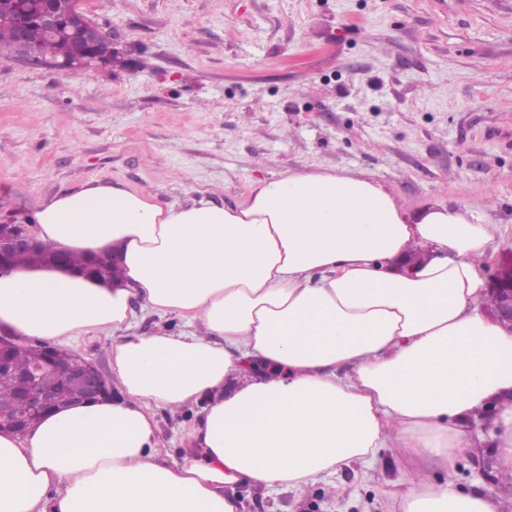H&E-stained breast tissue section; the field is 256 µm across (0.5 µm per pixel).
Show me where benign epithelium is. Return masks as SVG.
<instances>
[{
    "mask_svg": "<svg viewBox=\"0 0 512 512\" xmlns=\"http://www.w3.org/2000/svg\"><path fill=\"white\" fill-rule=\"evenodd\" d=\"M83 4L84 0H71V6L66 11L43 9L38 13L15 7L13 21L16 40L10 52L12 62L27 69L59 72L87 67L106 68L113 65L111 59L96 55L98 43L107 36V33L84 10ZM70 30L79 33L88 45V58L72 62H47L27 57L25 45L32 33L39 31L44 35H53ZM42 247V242L37 240L26 226L1 223L0 272L12 267V258L16 253L38 252ZM493 293L498 297L496 317L512 326V271L499 278ZM17 346H21L20 340L0 330V373L14 371L12 356ZM59 352L61 349L46 345L37 364L17 373L20 379L29 382V388L15 396L12 402V415L7 421H0V432L23 435L53 410L72 403L96 401L112 395V384L95 363L71 353L67 354L68 361L63 363L56 357ZM46 373H53L59 378V385L56 388L42 390L35 386L36 381ZM73 378H78L82 382V392L77 397L71 396L67 389V384Z\"/></svg>",
    "mask_w": 512,
    "mask_h": 512,
    "instance_id": "1",
    "label": "benign epithelium"
}]
</instances>
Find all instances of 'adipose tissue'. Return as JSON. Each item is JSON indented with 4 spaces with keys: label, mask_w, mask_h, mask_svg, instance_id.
<instances>
[{
    "label": "adipose tissue",
    "mask_w": 512,
    "mask_h": 512,
    "mask_svg": "<svg viewBox=\"0 0 512 512\" xmlns=\"http://www.w3.org/2000/svg\"><path fill=\"white\" fill-rule=\"evenodd\" d=\"M37 238L114 252L120 279L56 265L0 274V328L112 338L119 396L0 433V512H243L242 487L302 490L401 448L398 512H500L453 472L488 407L512 473V327L480 308L499 227L437 204L409 214L374 179L293 171L225 208L118 185L44 200ZM148 309L181 330H137ZM199 407L194 451L161 461L157 413Z\"/></svg>",
    "instance_id": "adipose-tissue-1"
}]
</instances>
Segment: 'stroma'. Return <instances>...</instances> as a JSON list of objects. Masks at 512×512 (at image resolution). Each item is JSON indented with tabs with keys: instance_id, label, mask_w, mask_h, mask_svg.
Wrapping results in <instances>:
<instances>
[{
	"instance_id": "35a3bbf8",
	"label": "stroma",
	"mask_w": 512,
	"mask_h": 512,
	"mask_svg": "<svg viewBox=\"0 0 512 512\" xmlns=\"http://www.w3.org/2000/svg\"><path fill=\"white\" fill-rule=\"evenodd\" d=\"M121 52L61 73L0 59V221L66 189L243 204L254 181L354 170L419 214L441 203L502 236L512 266V0H87ZM165 461L196 412L158 413ZM491 449L464 448L465 493L512 500ZM407 460L382 449L303 492H244L245 512H389Z\"/></svg>"
}]
</instances>
